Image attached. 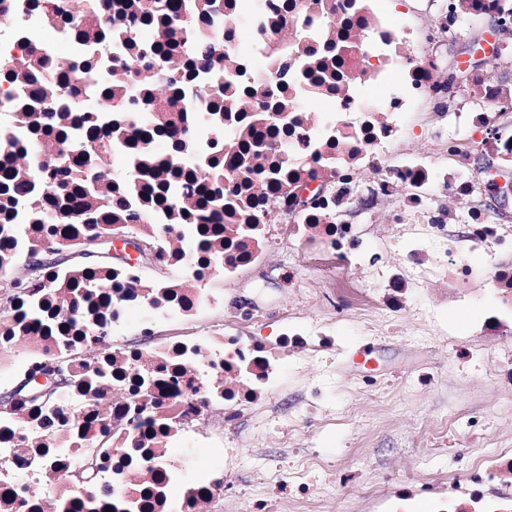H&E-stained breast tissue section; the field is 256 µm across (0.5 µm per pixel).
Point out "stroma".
Segmentation results:
<instances>
[{
	"mask_svg": "<svg viewBox=\"0 0 512 512\" xmlns=\"http://www.w3.org/2000/svg\"><path fill=\"white\" fill-rule=\"evenodd\" d=\"M496 20L483 16L444 52L448 73L482 62L486 78L512 88V56L492 57ZM225 307L245 316L252 334L274 339L284 318L334 322L336 352L288 361L276 409L261 419H244L237 446L244 467L288 465L300 470L308 454L326 467L315 494H335L353 480L357 492L341 512H435L426 492L402 481L421 470L438 478L463 477L488 441L512 451V316L500 311L489 285L471 289L468 299L430 288L406 289L398 312H380L366 321L355 312L334 318L322 299L323 284L295 251H274L265 264L232 281L216 277ZM493 335H485L487 326ZM317 403L330 425L314 426L289 439L293 422ZM455 414L465 445L452 454L423 446L426 420Z\"/></svg>",
	"mask_w": 512,
	"mask_h": 512,
	"instance_id": "stroma-1",
	"label": "stroma"
}]
</instances>
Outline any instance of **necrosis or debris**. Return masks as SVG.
<instances>
[{
	"instance_id": "obj_1",
	"label": "necrosis or debris",
	"mask_w": 512,
	"mask_h": 512,
	"mask_svg": "<svg viewBox=\"0 0 512 512\" xmlns=\"http://www.w3.org/2000/svg\"><path fill=\"white\" fill-rule=\"evenodd\" d=\"M497 3L427 0L423 39L383 0H0V187L9 175L21 185L0 224L20 223L30 205L56 217V185L36 172L55 168L69 137L107 147L100 184L121 177L132 189L113 238L151 236L161 256L113 270L111 287L87 299L47 288L19 298L0 322V382L47 356L69 377L0 412V512H224L241 418L271 405L288 357L336 349L329 323L289 319L272 341L234 319L197 331L224 304L216 273L236 277L276 246L299 247L337 309L371 316L401 302L384 285L388 270L371 290L348 275L377 258L367 227L413 222L394 242L412 280L463 294L482 280L512 312V225L479 205L469 163L478 149L512 167V127L500 121L512 90L474 73L478 108L438 110L422 129L445 161L409 146L413 112L448 81L422 55ZM165 115L175 129L162 127ZM139 146L149 162L132 161ZM215 155L223 212L179 223L172 203L188 209L208 195L198 173ZM148 194L165 201L138 205ZM363 199L365 224L349 223L344 212ZM459 220L465 246L447 250ZM137 323L149 340L129 342ZM217 447L222 465L200 469L199 449ZM507 463L490 443L454 501L425 472L407 481L452 512H512L483 506L482 473ZM263 478L275 492L252 512L302 507L314 488L284 466Z\"/></svg>"
}]
</instances>
